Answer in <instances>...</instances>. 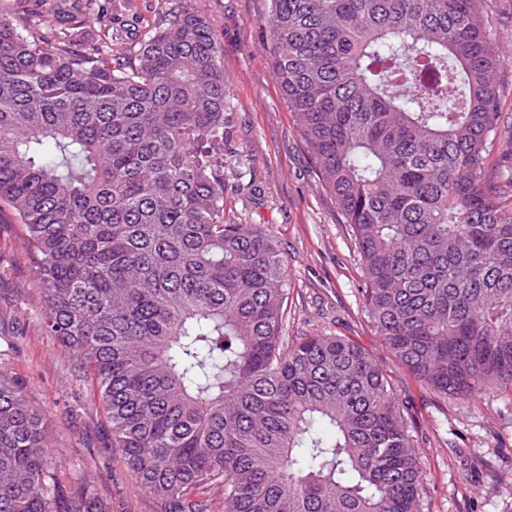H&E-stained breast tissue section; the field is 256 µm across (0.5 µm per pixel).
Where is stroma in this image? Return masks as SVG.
Masks as SVG:
<instances>
[{
    "instance_id": "obj_1",
    "label": "stroma",
    "mask_w": 512,
    "mask_h": 512,
    "mask_svg": "<svg viewBox=\"0 0 512 512\" xmlns=\"http://www.w3.org/2000/svg\"><path fill=\"white\" fill-rule=\"evenodd\" d=\"M172 0H97L124 28L122 47L162 23ZM210 20L224 59L229 121L224 130V216L260 224L288 262L283 334L345 336L386 374L404 410L423 470V512H512V397L483 393L444 398L411 375L373 328L363 301L364 277L349 225L322 187L315 163L275 79L263 18L266 0H190ZM42 31L59 27L68 0H0ZM501 123L488 159L512 168V64L498 76ZM42 296L25 231L0 199V372L49 415V450L67 490L82 486L110 512H164L163 499L141 491L112 445V430L89 376L38 312Z\"/></svg>"
}]
</instances>
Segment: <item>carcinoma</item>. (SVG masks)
I'll return each mask as SVG.
<instances>
[{
    "instance_id": "1",
    "label": "carcinoma",
    "mask_w": 512,
    "mask_h": 512,
    "mask_svg": "<svg viewBox=\"0 0 512 512\" xmlns=\"http://www.w3.org/2000/svg\"><path fill=\"white\" fill-rule=\"evenodd\" d=\"M97 22L75 50L0 15V198L136 484L177 512L216 486L224 512H420L385 373L345 336L284 343L287 261L224 220L213 25L186 4L127 56ZM265 26L378 336L442 397L512 392V179L487 163L509 59L480 0H267ZM0 512H107L59 485L46 412L1 374Z\"/></svg>"
}]
</instances>
